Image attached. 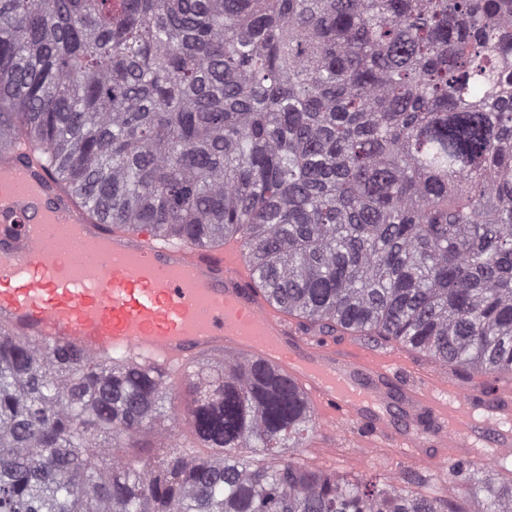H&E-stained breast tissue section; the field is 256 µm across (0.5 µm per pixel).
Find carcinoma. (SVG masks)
Wrapping results in <instances>:
<instances>
[{"label": "carcinoma", "instance_id": "cac0c4a2", "mask_svg": "<svg viewBox=\"0 0 512 512\" xmlns=\"http://www.w3.org/2000/svg\"><path fill=\"white\" fill-rule=\"evenodd\" d=\"M11 144L116 229L239 242L306 331L512 383V0H0ZM314 425L250 359L0 333V512H512L477 463L466 508L308 469Z\"/></svg>", "mask_w": 512, "mask_h": 512}]
</instances>
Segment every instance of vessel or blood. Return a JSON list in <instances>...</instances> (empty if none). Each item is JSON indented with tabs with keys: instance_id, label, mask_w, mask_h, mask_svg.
<instances>
[{
	"instance_id": "obj_1",
	"label": "vessel or blood",
	"mask_w": 512,
	"mask_h": 512,
	"mask_svg": "<svg viewBox=\"0 0 512 512\" xmlns=\"http://www.w3.org/2000/svg\"><path fill=\"white\" fill-rule=\"evenodd\" d=\"M82 225L112 244L93 264L47 247L35 228ZM0 332L86 357L125 352L163 368L204 353L270 367L319 408L326 427L356 424L360 444L402 448L512 446V403L403 382L402 357L308 337L256 287L237 245L159 246L151 225L125 231L91 219L44 170L0 151Z\"/></svg>"
}]
</instances>
